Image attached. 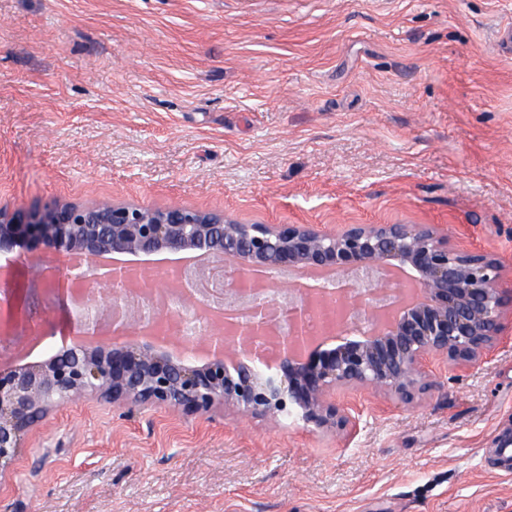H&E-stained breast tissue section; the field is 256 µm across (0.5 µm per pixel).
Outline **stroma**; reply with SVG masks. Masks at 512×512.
Wrapping results in <instances>:
<instances>
[{
  "label": "stroma",
  "mask_w": 512,
  "mask_h": 512,
  "mask_svg": "<svg viewBox=\"0 0 512 512\" xmlns=\"http://www.w3.org/2000/svg\"><path fill=\"white\" fill-rule=\"evenodd\" d=\"M512 0H0V205L109 198L252 224H435L512 289ZM412 404L53 412L0 512H512V314Z\"/></svg>",
  "instance_id": "stroma-1"
}]
</instances>
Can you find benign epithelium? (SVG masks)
<instances>
[{
	"label": "benign epithelium",
	"instance_id": "7a95c632",
	"mask_svg": "<svg viewBox=\"0 0 512 512\" xmlns=\"http://www.w3.org/2000/svg\"><path fill=\"white\" fill-rule=\"evenodd\" d=\"M204 251L233 255L237 276L214 278L201 266L198 280L244 306L232 327L210 324L202 364L174 357L143 339L146 324L176 316L145 309L144 288H131L115 269L110 289L96 296L85 281L33 280L20 288L11 268L0 267V348L26 344L50 306L64 312L67 335L100 331L108 309L121 343L74 342L46 359L0 366V481L9 478L30 432L60 408L86 399L114 406L155 407L186 414L216 408L252 417L296 413L317 428L345 437L356 431L351 408L336 403L339 389L379 393L404 404L436 386L432 363L465 368L488 357L503 335L512 290L501 284L494 255L448 246L433 224H243L219 211L180 205L148 208L114 201H53L32 209L0 206V253L58 258L101 253ZM333 269L345 286L334 294L291 289L289 328L273 332L277 303L258 301L285 270ZM263 270L256 286L250 274ZM336 311L341 343L326 348L306 335L312 296Z\"/></svg>",
	"mask_w": 512,
	"mask_h": 512
}]
</instances>
